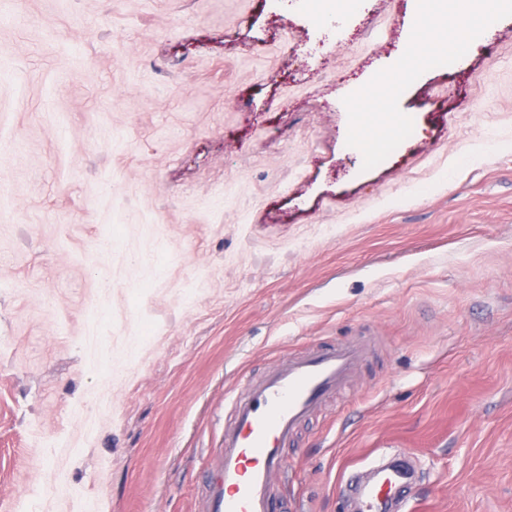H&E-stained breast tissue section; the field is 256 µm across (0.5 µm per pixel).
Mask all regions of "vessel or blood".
I'll return each instance as SVG.
<instances>
[{
    "label": "vessel or blood",
    "instance_id": "obj_1",
    "mask_svg": "<svg viewBox=\"0 0 512 512\" xmlns=\"http://www.w3.org/2000/svg\"><path fill=\"white\" fill-rule=\"evenodd\" d=\"M373 354L367 336L288 354L261 377H247L230 397L215 465L204 478L201 512H280L275 479L288 469L285 448L299 427L355 380ZM413 473L389 462L372 463L367 476L347 480L358 512H407Z\"/></svg>",
    "mask_w": 512,
    "mask_h": 512
}]
</instances>
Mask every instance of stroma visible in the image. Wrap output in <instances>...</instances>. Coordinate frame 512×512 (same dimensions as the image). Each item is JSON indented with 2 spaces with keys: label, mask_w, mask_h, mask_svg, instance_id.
<instances>
[{
  "label": "stroma",
  "mask_w": 512,
  "mask_h": 512,
  "mask_svg": "<svg viewBox=\"0 0 512 512\" xmlns=\"http://www.w3.org/2000/svg\"><path fill=\"white\" fill-rule=\"evenodd\" d=\"M462 25L0 0V512H198L241 378L364 334L286 451L288 512H350L390 449L416 512H512V6L377 92Z\"/></svg>",
  "instance_id": "1"
}]
</instances>
